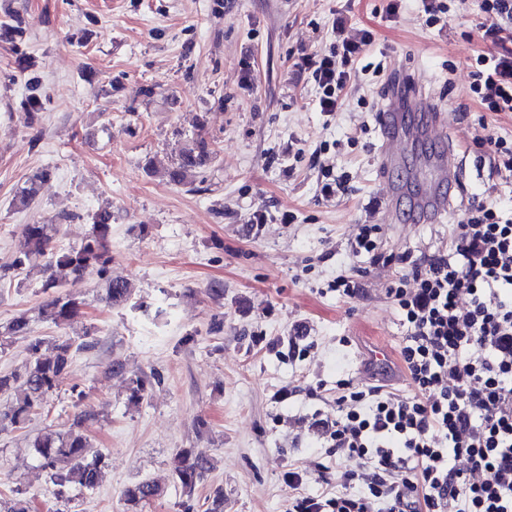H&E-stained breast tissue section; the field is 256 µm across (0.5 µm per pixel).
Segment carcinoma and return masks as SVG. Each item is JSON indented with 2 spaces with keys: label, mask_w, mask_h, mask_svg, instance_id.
<instances>
[{
  "label": "carcinoma",
  "mask_w": 512,
  "mask_h": 512,
  "mask_svg": "<svg viewBox=\"0 0 512 512\" xmlns=\"http://www.w3.org/2000/svg\"><path fill=\"white\" fill-rule=\"evenodd\" d=\"M212 157L209 143L199 135L185 140L178 148L177 160L166 168L168 183L179 186L192 182V178L206 167ZM51 171L44 169L32 176L14 198L15 206L28 207L39 192L40 184L50 178ZM112 232V211L102 208L91 217V229L84 243L75 249L60 252L55 250L53 238L47 224H27L22 231L15 265H23L34 255H48L50 262L70 271L73 281L78 282L88 273L103 278L110 261L109 240ZM56 279L47 280L44 288L54 290L47 303L51 316L57 324L74 317L81 301L71 291H61ZM133 291L125 280L107 282L105 302L113 307H122L130 302ZM42 340L31 341L30 360L20 369L0 375V392L13 391L17 395V407L5 415L10 425L18 427L25 423L33 411L41 408L47 396L56 386L59 376L73 358V346L68 341L54 345L52 354L41 353ZM146 380L141 375L131 379L129 403L137 406L144 400ZM35 448L41 458V466L47 471L48 479L56 487L59 497L66 496L71 488L91 493L99 483L103 455L93 449L87 437L69 433L57 438L46 433L35 440ZM209 471V460L198 450H181L174 460V475L182 489L190 493L204 480ZM161 496V489L150 481H141L126 487L124 500L134 508H144Z\"/></svg>",
  "instance_id": "obj_1"
}]
</instances>
